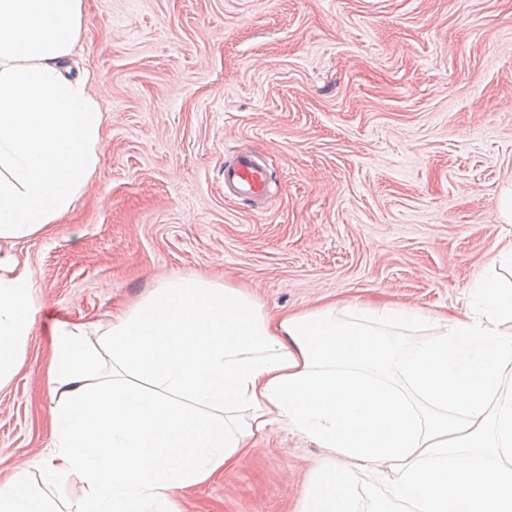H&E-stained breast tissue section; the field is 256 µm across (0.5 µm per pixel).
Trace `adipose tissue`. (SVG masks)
I'll return each instance as SVG.
<instances>
[{"label":"adipose tissue","mask_w":512,"mask_h":512,"mask_svg":"<svg viewBox=\"0 0 512 512\" xmlns=\"http://www.w3.org/2000/svg\"><path fill=\"white\" fill-rule=\"evenodd\" d=\"M84 0H0V242L44 232L100 161L103 115L61 71ZM461 313L333 301L270 315L248 291L170 279L52 333V440L0 483V512H178L275 428L325 449L296 512H512V247ZM35 281L0 249V387L24 358ZM421 331L425 340L406 334ZM365 486H357V475Z\"/></svg>","instance_id":"ef3b65f1"}]
</instances>
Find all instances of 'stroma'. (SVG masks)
Listing matches in <instances>:
<instances>
[{
    "label": "stroma",
    "instance_id": "1",
    "mask_svg": "<svg viewBox=\"0 0 512 512\" xmlns=\"http://www.w3.org/2000/svg\"><path fill=\"white\" fill-rule=\"evenodd\" d=\"M69 65L105 116L73 210L15 241L37 288L0 387V479L51 441L49 338L109 325L166 279L245 288L270 313L327 300L463 307L512 223V0H85ZM272 175L263 215L224 194L231 151ZM282 430L179 512H295L325 458Z\"/></svg>",
    "mask_w": 512,
    "mask_h": 512
}]
</instances>
